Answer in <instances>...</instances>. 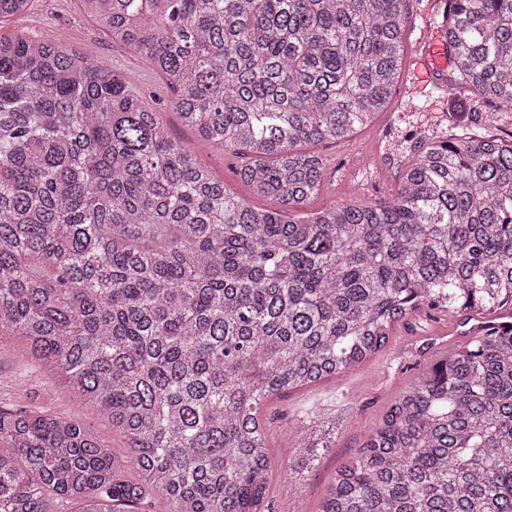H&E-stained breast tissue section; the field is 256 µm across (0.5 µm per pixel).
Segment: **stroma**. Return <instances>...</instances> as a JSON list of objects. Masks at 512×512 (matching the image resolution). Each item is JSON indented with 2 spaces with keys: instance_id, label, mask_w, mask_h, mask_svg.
Listing matches in <instances>:
<instances>
[{
  "instance_id": "stroma-1",
  "label": "stroma",
  "mask_w": 512,
  "mask_h": 512,
  "mask_svg": "<svg viewBox=\"0 0 512 512\" xmlns=\"http://www.w3.org/2000/svg\"><path fill=\"white\" fill-rule=\"evenodd\" d=\"M51 37L63 48L82 58H96L125 74L148 102L154 103L157 119L173 140L193 150L197 159L214 171L225 185L251 205L274 207V200L254 196L239 177L246 158L235 151H219L200 141L184 126L175 111L164 105L169 90L159 72L141 63L129 48L113 43L83 13L78 0H30L28 9L10 18L0 27L1 37ZM410 93L394 112L389 136L375 145L372 129L356 132L348 141L318 145L327 162L320 193L310 202L313 210H322L356 199L372 202L390 199L393 186L385 183L376 167L359 173L349 169L351 152L372 155L374 147L396 154L397 144L406 138H418L445 123L447 112L459 115L461 123L478 121L472 98L452 96L422 77L419 61L409 64ZM471 322L466 317L448 319L433 310L418 313L400 322L390 332V342L381 353L349 372L316 384L271 397L262 409L268 427V452L272 461L267 498L273 512H317L322 497L337 468L363 445L367 431L377 425L391 401L406 390L413 378L426 368L436 349L468 342ZM437 341L436 349L422 350L423 339ZM336 404L348 414L336 433V446L322 456L305 474L299 490L288 481V464L299 453L288 426L295 423L303 409L312 404ZM41 406L68 418L87 423L99 440L116 457L128 454V440L122 432L99 418L90 408L76 403L71 393L34 361L23 358L14 338H0V406Z\"/></svg>"
}]
</instances>
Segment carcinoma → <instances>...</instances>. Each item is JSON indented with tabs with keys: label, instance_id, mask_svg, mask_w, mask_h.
I'll list each match as a JSON object with an SVG mask.
<instances>
[{
	"label": "carcinoma",
	"instance_id": "obj_1",
	"mask_svg": "<svg viewBox=\"0 0 512 512\" xmlns=\"http://www.w3.org/2000/svg\"><path fill=\"white\" fill-rule=\"evenodd\" d=\"M29 2L0 0V22ZM80 2L278 207L227 189L123 74L0 37V337L129 438L120 461L84 423L1 406L0 512H267L264 401L360 366L424 306L488 319L393 402L320 512H512V0L439 15L483 126L422 137L389 201L313 212L326 161L305 146L387 109L407 0ZM304 417L292 475L335 447L336 412Z\"/></svg>",
	"mask_w": 512,
	"mask_h": 512
}]
</instances>
